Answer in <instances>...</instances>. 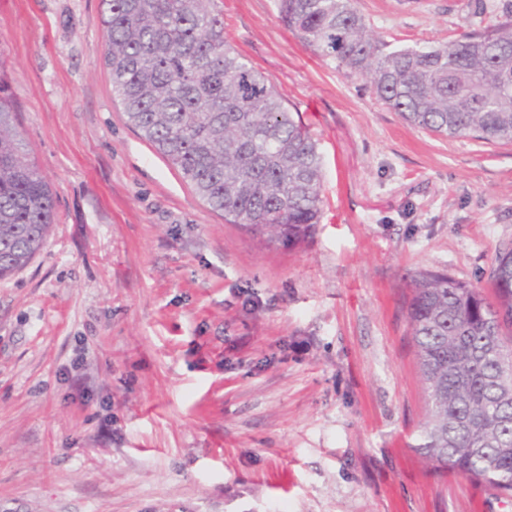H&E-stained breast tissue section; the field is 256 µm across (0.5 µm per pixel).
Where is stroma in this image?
<instances>
[{
  "label": "stroma",
  "instance_id": "35a3bbf8",
  "mask_svg": "<svg viewBox=\"0 0 512 512\" xmlns=\"http://www.w3.org/2000/svg\"><path fill=\"white\" fill-rule=\"evenodd\" d=\"M463 2L357 7L384 40L443 43L492 21ZM220 5L323 156L321 222L292 247L227 223L128 124L101 0H0V78L55 200L44 249L0 279V512H512L412 449L405 311L422 269L488 287L512 144L411 126L276 0Z\"/></svg>",
  "mask_w": 512,
  "mask_h": 512
}]
</instances>
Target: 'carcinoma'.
I'll return each mask as SVG.
<instances>
[{"label": "carcinoma", "mask_w": 512, "mask_h": 512, "mask_svg": "<svg viewBox=\"0 0 512 512\" xmlns=\"http://www.w3.org/2000/svg\"><path fill=\"white\" fill-rule=\"evenodd\" d=\"M112 92L128 121L209 207L293 246L321 216L323 161L307 127L224 37L218 0H103ZM284 25L338 72L365 81L410 125L512 143V11L443 44L370 34L356 0H276ZM0 83V279L39 254L55 220L46 176L13 128ZM490 291L420 270L406 317L428 412L412 445L440 475L512 499V247Z\"/></svg>", "instance_id": "obj_1"}]
</instances>
